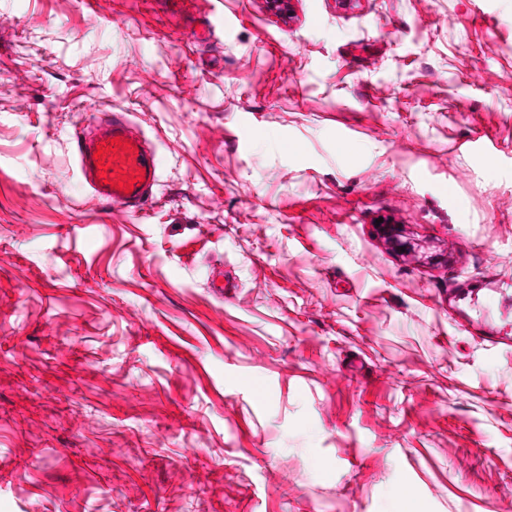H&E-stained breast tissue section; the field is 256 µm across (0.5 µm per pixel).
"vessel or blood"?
Listing matches in <instances>:
<instances>
[{"mask_svg":"<svg viewBox=\"0 0 512 512\" xmlns=\"http://www.w3.org/2000/svg\"><path fill=\"white\" fill-rule=\"evenodd\" d=\"M77 168L92 194L112 208L137 214L159 179L158 153L136 132L127 113L96 115L73 143Z\"/></svg>","mask_w":512,"mask_h":512,"instance_id":"1","label":"vessel or blood"}]
</instances>
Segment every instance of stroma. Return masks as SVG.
<instances>
[{
	"instance_id": "obj_1",
	"label": "stroma",
	"mask_w": 512,
	"mask_h": 512,
	"mask_svg": "<svg viewBox=\"0 0 512 512\" xmlns=\"http://www.w3.org/2000/svg\"><path fill=\"white\" fill-rule=\"evenodd\" d=\"M511 503L512 0H0V512ZM87 126L90 133L80 132L73 142V155L82 179L94 197L112 208L140 213L152 200L153 187L159 179L157 150L134 130L126 112L95 115ZM107 146L112 151H106ZM98 148H103L104 156L95 158Z\"/></svg>"
}]
</instances>
